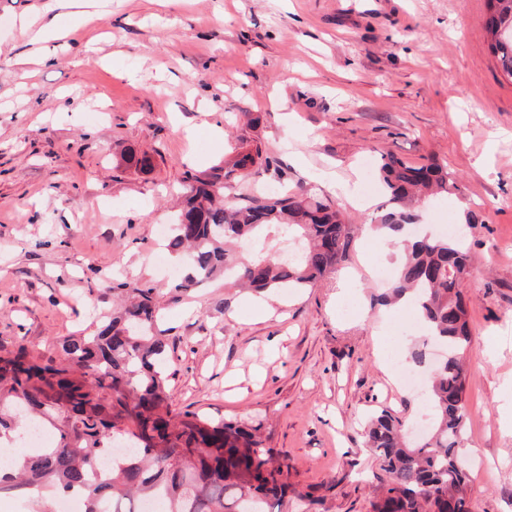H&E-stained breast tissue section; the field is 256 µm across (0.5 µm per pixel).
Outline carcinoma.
<instances>
[{"label":"carcinoma","mask_w":512,"mask_h":512,"mask_svg":"<svg viewBox=\"0 0 512 512\" xmlns=\"http://www.w3.org/2000/svg\"><path fill=\"white\" fill-rule=\"evenodd\" d=\"M488 49L512 78V0H486ZM261 152L242 154L224 176L189 177L183 208L171 225L167 250L187 273L177 292L224 275V287L256 292L313 288L343 261L350 227L338 209L307 188L275 199L237 206L224 201V185L236 170L255 163ZM377 174L386 201L373 225L403 256L384 302L411 295L427 335L441 342L445 356L433 371L427 400L435 422L429 437L411 445L405 422L384 410L363 434L381 460L383 495L376 512H471L469 473L462 459L466 420L463 357L471 334L461 284L468 254L461 236H406L419 223L420 203L454 194L447 168L431 161L413 167L390 152L381 154ZM303 240L296 256L247 257L246 246L265 229ZM131 300L86 336L62 343L64 360L37 362L21 347L0 357V437L38 422L54 433L0 478V492L50 489L76 494L84 512H137L138 503L164 498V512H283L288 485L258 428L213 421L194 412H174L165 331L158 322L153 288L129 289ZM110 475L99 478L102 456L116 451Z\"/></svg>","instance_id":"carcinoma-1"}]
</instances>
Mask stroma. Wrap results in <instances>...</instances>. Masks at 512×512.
<instances>
[{"label":"stroma","mask_w":512,"mask_h":512,"mask_svg":"<svg viewBox=\"0 0 512 512\" xmlns=\"http://www.w3.org/2000/svg\"><path fill=\"white\" fill-rule=\"evenodd\" d=\"M46 2L0 0V356L58 358L65 337L111 314L114 280L150 285L174 408L259 426L288 467V512H374L366 422L386 409L428 430L433 416L384 349L396 331L412 350L419 330L409 308L376 302L391 260L368 222L385 192H366L362 162L433 159L460 191L424 206L423 223L461 224L464 202L480 219L462 285L463 453L484 463L471 509L512 512V78L488 50L486 0H110L89 28L93 62L62 39L55 65L21 26L49 22ZM255 150L279 170L236 172L228 201L314 188L354 227L347 258L262 305L220 278L175 293L180 266L159 227L187 175ZM338 181L352 199L332 192ZM348 276L350 315L336 295Z\"/></svg>","instance_id":"stroma-1"}]
</instances>
